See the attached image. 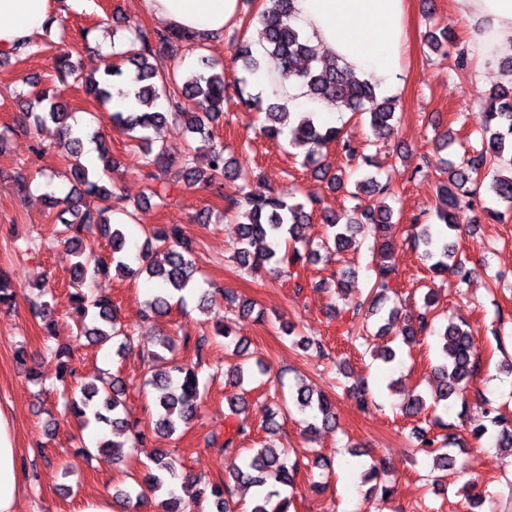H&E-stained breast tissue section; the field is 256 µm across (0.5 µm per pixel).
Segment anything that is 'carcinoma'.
<instances>
[{
  "mask_svg": "<svg viewBox=\"0 0 512 512\" xmlns=\"http://www.w3.org/2000/svg\"><path fill=\"white\" fill-rule=\"evenodd\" d=\"M292 12L293 0H264L263 9L257 15L265 30L264 51L257 57L250 46L242 43L236 49L234 60L241 62L245 71L252 74L270 62L283 79L300 75L310 100L330 101L343 110L366 116L377 135L394 134L396 99L378 98L374 82L354 77L338 59L314 57L308 40L290 23ZM128 29L135 35L132 48L119 53L129 64L126 71L110 67L104 72L105 79L98 81L83 75L70 53L59 55L56 63L58 72L81 83L100 106L111 107L115 95L132 101L131 109L109 110L106 119L138 141V166L148 190L143 199L167 201L186 183H202L220 190L226 181L239 182L236 194L225 197V200L227 208L236 210L240 219L236 262L252 272L277 273L283 266L312 261L321 248L332 246L342 251L354 246L358 238L371 236L375 276L370 297L349 305V310L351 319L358 321L355 338L366 340L373 334H387L390 323L399 312L395 306L387 307L391 295L397 294L398 247L391 236L394 210L386 203V199L395 196L390 184L375 176L358 181L357 193L375 199L377 204H361L344 217L321 207V201L316 198L296 201L292 194L285 197L275 191L262 196L251 195L246 191L248 171L235 157L225 155L224 146L215 142L212 135V127L224 115V62L200 52V46L188 36L160 30L150 41L141 35L139 26L130 25ZM449 38L450 27L445 25L437 33H428L427 44L433 53L451 61V69L463 70L468 64L467 53L450 54ZM189 47L196 50L198 70L180 77L164 68L162 54L173 57ZM499 65L511 80L488 94L482 150L439 170L437 195L442 206L436 211L438 223L430 224L424 215H415L410 219L405 237L406 244L429 262V270L435 276L449 272L463 283L469 279V269L466 263L455 259L456 245L448 241V237L460 236L472 224L499 223L504 213L512 212V57L499 60ZM238 96L242 103L264 111L261 134L272 142L279 141L291 117L286 106L265 105L245 94L242 87ZM28 108L24 116L33 119L34 126L50 121L65 136L60 146L74 158L71 178L80 185V189L69 192L63 200H50V207H60L55 221L62 226L58 233L64 236V247L78 258L73 264L69 294L77 316L76 339L110 342L115 353L123 356L134 341L131 329L121 323L112 298L90 296L83 290L87 279L105 276L113 268L136 276L144 273L157 280L159 288L146 302L143 316L147 319L163 317L170 313L173 302H185L195 288L193 240L177 225L156 227L134 257L138 266L132 267L126 261L124 225L114 220V214L121 212L131 219L141 203H126L118 192L116 180L105 183L100 176L89 174L80 162L83 133L74 128V115L67 104L56 100L45 89L35 96ZM170 117L183 121L192 136L203 138L209 163L205 171L197 170L188 156L173 165L164 148L154 144L149 130ZM292 134V146L302 150L304 164L322 172L334 189L341 187L347 176L342 171L329 173L322 164L324 149L334 144L349 160L359 158L365 164H371L359 146L344 138L341 128L318 125L309 112L297 115ZM492 164L498 165L499 170L490 182L489 192L505 206L503 211L481 205L477 193L481 170ZM315 213L319 214L326 228V237L316 245L303 236L304 226L311 223ZM96 232L108 240L109 253H98L84 244L86 237ZM158 249L163 250V259L156 262L152 254ZM48 294L50 291H42L40 299L29 305L31 314L44 322L48 321L53 309L51 302L45 299ZM218 294L224 297L228 306L244 315L255 309L253 300L220 288L205 291L198 298L199 307L210 306ZM424 303L425 313L416 322L404 326L403 342L409 343L419 335L434 331V320L440 314L439 299L434 290L427 291ZM438 337L437 384L431 390V398L437 405L441 403L448 407L459 402L464 407L467 405V388L480 372L475 338L464 322L445 325L439 330ZM149 383L155 390V416L149 424L132 409L128 385L113 377L82 384L80 396L69 401L71 413L85 427L125 435L135 444H143L155 434L171 436L198 416L203 392L195 366L176 362L169 371L154 375ZM348 393L362 411L369 410L366 380L357 381L349 387ZM289 401L297 411L311 418L307 424L308 433L318 431L320 425L335 426V404L326 394L314 390L305 379L297 378L293 392L289 393ZM485 415L488 424L472 428L471 436L478 441L489 436L494 439L496 448H506L512 453V419L493 407L487 408ZM448 429L450 425L440 422L436 431L420 429L415 433L418 450L430 456L434 469L440 471L455 465L449 445L454 443L456 435ZM303 466L299 459L290 458L284 448H250L248 454L231 462L224 479L210 485L209 491L196 493L187 503L177 493V486L180 482L186 483L188 477L178 469L170 453L161 448L143 476L134 478L130 487L113 495L112 506L114 512H136L158 497L161 512H231L233 485L241 483L256 488L250 512H288L290 498L282 495V491L294 486Z\"/></svg>",
  "mask_w": 512,
  "mask_h": 512,
  "instance_id": "cac0c4a2",
  "label": "carcinoma"
}]
</instances>
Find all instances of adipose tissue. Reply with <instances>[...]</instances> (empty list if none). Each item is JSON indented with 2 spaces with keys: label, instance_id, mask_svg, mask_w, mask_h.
<instances>
[{
  "label": "adipose tissue",
  "instance_id": "adipose-tissue-1",
  "mask_svg": "<svg viewBox=\"0 0 512 512\" xmlns=\"http://www.w3.org/2000/svg\"><path fill=\"white\" fill-rule=\"evenodd\" d=\"M480 59L512 56V0H459ZM163 28L204 43L240 19V0H143ZM293 25L357 76L390 86L408 48V0H294ZM57 14V0H0V53L36 42ZM19 451L0 415V512H16Z\"/></svg>",
  "mask_w": 512,
  "mask_h": 512
}]
</instances>
